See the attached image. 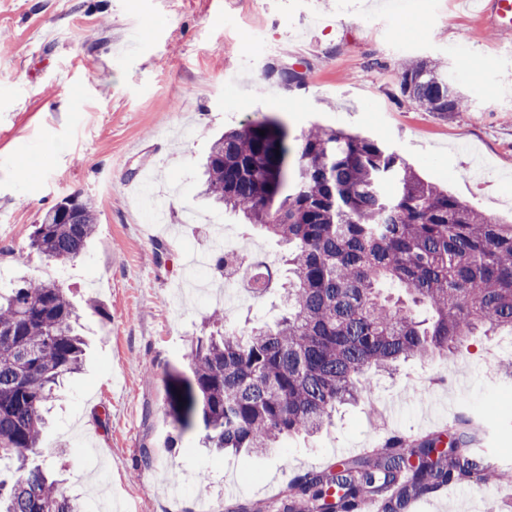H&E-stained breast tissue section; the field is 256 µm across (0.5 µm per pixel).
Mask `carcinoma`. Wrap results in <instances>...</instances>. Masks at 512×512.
I'll return each mask as SVG.
<instances>
[{"instance_id":"obj_1","label":"carcinoma","mask_w":512,"mask_h":512,"mask_svg":"<svg viewBox=\"0 0 512 512\" xmlns=\"http://www.w3.org/2000/svg\"><path fill=\"white\" fill-rule=\"evenodd\" d=\"M399 90L442 116L470 104L438 59L401 62ZM203 168L206 195L285 246L288 287L272 322L201 336L188 371L165 370L178 435L196 429L211 451L261 453L370 397L369 372L390 374L402 362L454 355L475 336L512 333V224L425 180L383 144L331 128L291 140L283 122L265 117L217 138ZM95 225L92 203L70 194L33 225L29 246L74 262ZM388 285L404 298L385 295ZM77 321L56 283L0 291V464L12 470L0 476V512H82L30 460L49 403L81 369ZM467 442L456 431L446 442L397 440L340 460L294 483L277 512H357L364 495L395 485L388 509L399 512L443 483H512V470L465 454Z\"/></svg>"}]
</instances>
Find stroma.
<instances>
[{
    "mask_svg": "<svg viewBox=\"0 0 512 512\" xmlns=\"http://www.w3.org/2000/svg\"><path fill=\"white\" fill-rule=\"evenodd\" d=\"M394 16L378 0H0V288L42 279L33 224L62 198L92 199L97 224L86 254L55 264L80 315L82 371L67 379L37 453L60 469L65 490L114 512H247L281 499L289 483L326 470L390 433L445 431L471 419L476 447L512 468V335L472 341L453 359L411 360L383 375L368 400L345 406L314 434L263 453H214L196 432L174 441L165 413V367L184 368L192 337L223 316L224 274L212 300H179L182 257L217 258L232 229L246 254L272 266L268 293L242 305V328L272 318L286 278L276 239L216 207L202 193L212 139L275 116L291 134L317 125L358 132L400 154L424 179L462 202L512 220V34L485 28L458 0H402ZM271 56L306 74L301 88L264 84ZM444 61L463 84L467 111L425 112L398 89L389 45ZM470 46L458 53L459 44ZM238 82L225 87V73ZM177 190L168 199L176 235H157L134 181L159 160ZM504 410L484 418L491 401ZM149 448L150 465L140 452ZM512 512V484L451 485L419 498V512Z\"/></svg>",
    "mask_w": 512,
    "mask_h": 512,
    "instance_id": "35a3bbf8",
    "label": "stroma"
}]
</instances>
